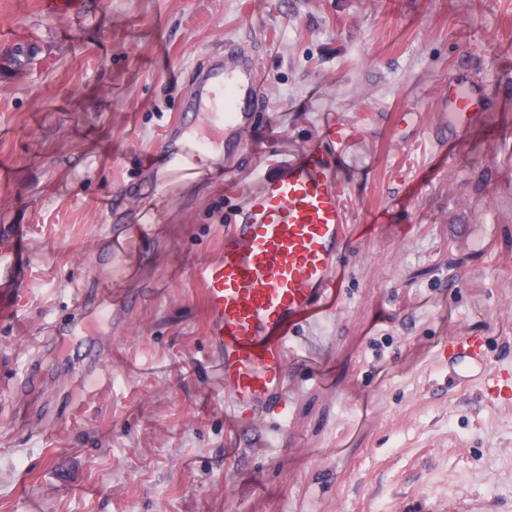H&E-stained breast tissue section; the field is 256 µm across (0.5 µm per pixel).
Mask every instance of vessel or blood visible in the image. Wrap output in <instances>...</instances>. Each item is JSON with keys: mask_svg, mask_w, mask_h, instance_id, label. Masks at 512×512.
Listing matches in <instances>:
<instances>
[{"mask_svg": "<svg viewBox=\"0 0 512 512\" xmlns=\"http://www.w3.org/2000/svg\"><path fill=\"white\" fill-rule=\"evenodd\" d=\"M259 93L256 57L240 52L223 69L201 72L195 99L208 102L214 125L230 135L253 123V113L238 104ZM486 106L482 80L463 74L448 88L449 131L465 132L472 115ZM340 137L335 117H328L320 143L304 156L271 159L255 187L235 185L233 193L243 202L226 227L221 255L193 272L204 289L209 355L224 376L226 415L247 440L256 438L262 421L282 429L296 335L343 300L341 262L354 230L335 159ZM210 147L205 138L188 147L166 139L169 173H191L195 157ZM16 249L14 233L0 236V278L12 274ZM439 354L454 374H482L490 401L512 403V373L487 370L481 337L451 338Z\"/></svg>", "mask_w": 512, "mask_h": 512, "instance_id": "1", "label": "vessel or blood"}]
</instances>
